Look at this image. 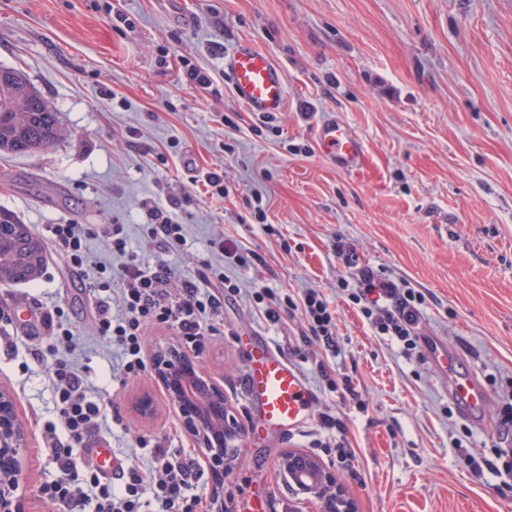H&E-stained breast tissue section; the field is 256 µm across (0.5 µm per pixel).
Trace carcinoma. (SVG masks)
I'll return each instance as SVG.
<instances>
[{"label": "carcinoma", "instance_id": "cac0c4a2", "mask_svg": "<svg viewBox=\"0 0 512 512\" xmlns=\"http://www.w3.org/2000/svg\"><path fill=\"white\" fill-rule=\"evenodd\" d=\"M0 81V154L24 155L56 144L63 135L58 114L29 85L25 75ZM46 263L42 240L11 210L0 208V284H26Z\"/></svg>", "mask_w": 512, "mask_h": 512}]
</instances>
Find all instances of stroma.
<instances>
[{
    "mask_svg": "<svg viewBox=\"0 0 512 512\" xmlns=\"http://www.w3.org/2000/svg\"><path fill=\"white\" fill-rule=\"evenodd\" d=\"M0 0V68L22 70L58 112L64 137L37 153L0 159V207L39 236L52 224L124 222L144 262L195 274L223 235L224 327L193 355L224 389L249 430V342L270 341L304 375L313 408L333 405L355 451L342 464L316 420L242 443L224 478V512H317L287 488L277 461L289 448L316 452L345 486L354 512H512V473L474 477L465 455L494 459V389L512 379V0ZM249 41L269 53L287 89L284 112L260 124L223 79L224 51ZM188 57L218 77L220 95L182 85ZM361 137L366 163L336 170L320 153L325 114ZM178 141L170 149V141ZM224 171L229 190L210 198L199 173ZM185 194L186 244L163 250L143 230L149 202ZM408 281L425 297L420 331L442 338L476 373L493 410L481 426L449 416L450 381L426 357L377 335L344 288L352 271L333 248ZM261 265L240 267L234 248ZM84 275L49 252L42 275L0 286V390L22 424L31 487L27 512L58 474L44 435L53 392L34 357L47 343L40 306L64 308L81 342L79 364L104 400L110 430L92 436L124 467L151 466L141 439L165 440L195 458L185 431L148 371L112 380L117 352L91 330L95 304ZM260 286L293 296L314 288L336 310L339 356L303 339L298 321H267L248 299ZM350 376L366 402L350 407L319 376ZM151 392L154 408L136 399Z\"/></svg>",
    "mask_w": 512,
    "mask_h": 512,
    "instance_id": "stroma-1",
    "label": "stroma"
}]
</instances>
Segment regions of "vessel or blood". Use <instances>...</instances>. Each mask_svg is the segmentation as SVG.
Wrapping results in <instances>:
<instances>
[{"label":"vessel or blood","instance_id":"vessel-or-blood-1","mask_svg":"<svg viewBox=\"0 0 512 512\" xmlns=\"http://www.w3.org/2000/svg\"><path fill=\"white\" fill-rule=\"evenodd\" d=\"M224 71L233 96L249 112L262 116L284 111L288 98L285 79L266 52L240 42L225 54ZM318 142L323 156L336 169L356 172L363 168V142L339 116L329 114L320 120ZM426 355L437 372L450 377L453 399L469 417L480 419L490 398L476 375L461 370L442 342H435ZM247 379L255 430L270 435L305 423L310 393L303 375L288 358L265 345L251 347Z\"/></svg>","mask_w":512,"mask_h":512}]
</instances>
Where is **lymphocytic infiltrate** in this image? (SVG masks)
<instances>
[{"label": "lymphocytic infiltrate", "mask_w": 512, "mask_h": 512, "mask_svg": "<svg viewBox=\"0 0 512 512\" xmlns=\"http://www.w3.org/2000/svg\"><path fill=\"white\" fill-rule=\"evenodd\" d=\"M182 206V199L174 196L153 203L147 236L168 249L182 246L186 240L179 217ZM48 231L52 246L61 251L68 265L80 268L87 264V242L93 238L102 239L117 260L113 266H96L85 284L96 300L92 323L95 334L120 351L116 381H126L146 370L143 346L149 328L169 330L182 346L197 349L222 324V291L231 285L223 273L215 275L219 290L214 293L166 262L147 265L130 252L125 227L118 223L52 224ZM335 248L354 270L350 297L373 330L402 344L405 351L416 350L424 295L410 288L405 279L359 265L352 246L339 242ZM252 297L263 304L267 320L277 323L285 317H298L306 333L325 350L338 352L334 312L318 290H306L296 300L263 287L253 291ZM40 322L51 339L41 360L55 394L59 418L58 424L46 429L59 474L42 487L45 499L56 512H142L140 498L148 488L153 493L156 512H197L199 500L188 494L198 479L194 458L171 450L161 441L151 447V469L129 468L121 486H114L96 472L89 480L78 478L71 456L74 451L86 449L92 433L107 428V415L84 369L74 358L79 342L63 308L43 311Z\"/></svg>", "instance_id": "obj_1"}]
</instances>
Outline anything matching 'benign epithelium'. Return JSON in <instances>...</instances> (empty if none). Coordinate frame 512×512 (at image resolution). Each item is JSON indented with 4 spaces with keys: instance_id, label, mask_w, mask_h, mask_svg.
<instances>
[{
    "instance_id": "7a95c632",
    "label": "benign epithelium",
    "mask_w": 512,
    "mask_h": 512,
    "mask_svg": "<svg viewBox=\"0 0 512 512\" xmlns=\"http://www.w3.org/2000/svg\"><path fill=\"white\" fill-rule=\"evenodd\" d=\"M155 376L172 392L169 402L188 433L207 452L212 512H224V476L237 460L241 430L229 419L223 387L206 377L188 353L171 349L153 358ZM24 432L12 396L0 392V512H25L17 489L27 483L23 462ZM283 483L320 505V512H352V502L336 476L315 455L287 449L278 461Z\"/></svg>"
}]
</instances>
